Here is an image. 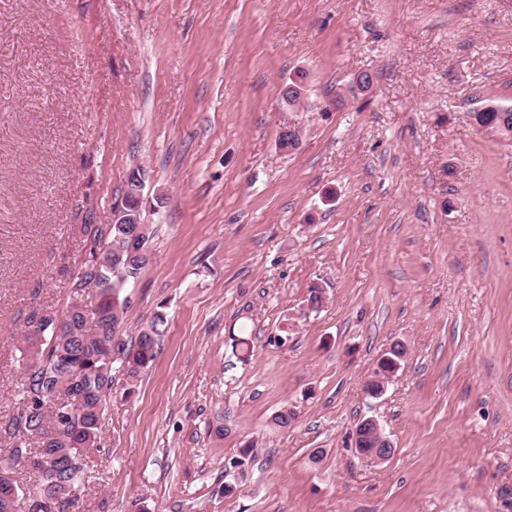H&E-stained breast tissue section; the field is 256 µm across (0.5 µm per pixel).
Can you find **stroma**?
Returning a JSON list of instances; mask_svg holds the SVG:
<instances>
[{"mask_svg": "<svg viewBox=\"0 0 512 512\" xmlns=\"http://www.w3.org/2000/svg\"><path fill=\"white\" fill-rule=\"evenodd\" d=\"M489 99L512 105V0H0V459L16 345L66 311L84 225L140 165L155 234L122 334L167 323L115 379L82 512H512V135L474 125ZM367 417L389 460L352 448ZM402 351L403 349L397 347L396 358L383 354L378 359L375 374L380 378L378 379L379 385L372 387L373 397L379 398L386 392L387 384L392 381L400 369V360L406 358V351L404 353Z\"/></svg>", "mask_w": 512, "mask_h": 512, "instance_id": "obj_1", "label": "stroma"}]
</instances>
